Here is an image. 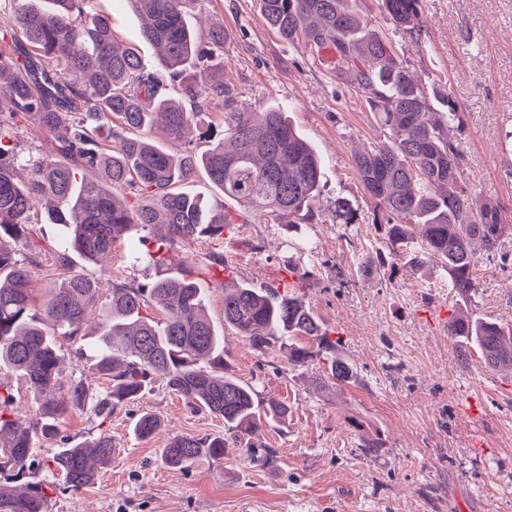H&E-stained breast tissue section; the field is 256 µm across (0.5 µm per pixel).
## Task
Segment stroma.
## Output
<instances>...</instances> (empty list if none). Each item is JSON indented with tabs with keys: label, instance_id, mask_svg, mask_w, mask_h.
Returning a JSON list of instances; mask_svg holds the SVG:
<instances>
[{
	"label": "stroma",
	"instance_id": "35a3bbf8",
	"mask_svg": "<svg viewBox=\"0 0 512 512\" xmlns=\"http://www.w3.org/2000/svg\"><path fill=\"white\" fill-rule=\"evenodd\" d=\"M358 7L431 89L435 111L457 105L463 180L476 203L496 207L512 225V0H423L416 39L396 32L375 0ZM84 9L109 16L116 39L137 47L148 70H160L128 0H87ZM199 17V38L208 25L224 27V80L238 103L254 112L283 105L318 154L322 194L313 215L298 217L295 230L256 217L225 239L182 242L169 266L134 261L132 236L116 244L106 267L78 259L75 268L97 278L106 296L113 281L150 284L191 267L210 290L208 312L219 327L225 277L282 289L293 271L306 273L293 294L335 330L357 379L318 387L322 362L292 364L284 346L258 354L225 329L231 373L260 398L287 403V418L244 441L223 420L189 412L180 397L155 387L114 410L111 464L81 491L51 494L50 512H512V373L486 369L473 350L460 357L448 336L449 318L463 310L512 326V237L499 255L480 256L477 291L465 301L449 288L444 267L414 265L420 249L372 269L388 226L378 223L353 158L385 137L364 98L332 65L271 30L256 0H193L188 18ZM4 131L22 163L45 154L47 136L36 125L19 119ZM339 197L353 203L357 223L336 219ZM146 411L162 422L150 439L131 431ZM97 424L91 409L69 411L37 457L94 437ZM220 434L229 444L224 460L173 469L160 459L169 437ZM371 434L381 446L367 456L361 443ZM250 441L275 449L276 463H253Z\"/></svg>",
	"mask_w": 512,
	"mask_h": 512
}]
</instances>
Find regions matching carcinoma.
Segmentation results:
<instances>
[{
  "label": "carcinoma",
  "mask_w": 512,
  "mask_h": 512,
  "mask_svg": "<svg viewBox=\"0 0 512 512\" xmlns=\"http://www.w3.org/2000/svg\"><path fill=\"white\" fill-rule=\"evenodd\" d=\"M14 9L0 25V366L22 378L37 399L35 418L9 412L14 398L0 381V512H48L49 491L78 492L94 483L112 461L115 446L104 429L121 403L135 401L160 382L193 412L224 420V430L252 435L285 417L288 404L262 401L255 387L227 371L224 337L207 314L206 289L186 273L150 286L112 283L99 303L95 278L72 272V254L101 264L114 245L134 229L164 230L154 248L139 252L159 265L165 249L189 239H222L255 215L269 214L298 228L295 216L322 190L320 160L311 145L272 106L251 112L238 105L215 63L224 49V27L211 26L201 44L185 20L190 0H129L142 18L143 40L164 68L145 69L140 55L112 35L105 16H87L85 0H12ZM265 22L290 44L332 55L336 73L365 93L387 143L354 156L364 190L383 223L388 242L371 265L385 266L412 231L419 230L425 256L448 270V285L467 298L476 291V247L498 251L512 235L493 206L475 205L462 179L450 131L462 116L453 101L435 112L430 94L398 57L392 42L371 28L358 0H258ZM422 0H380L395 30L420 34ZM213 105L224 110L223 130L199 117ZM17 118L39 126L50 138V156L33 164L23 182L14 173L16 147L4 144L3 122ZM135 132L112 144V123ZM161 124L165 148L153 139ZM209 140L198 151L195 143ZM202 170L229 210L178 190ZM44 203L63 238L49 248L68 275L37 302L31 268L43 251L34 241L30 212ZM343 224L358 221L352 202H334ZM161 307L162 317L149 312ZM101 331L92 364L68 384L62 340H75L91 313ZM224 326L257 353L288 338L315 341L314 350L289 346V360H325L340 383L354 378L311 309L275 288L243 283L224 286ZM448 335L481 353L491 370H512V327L458 316ZM111 379L103 395L88 378ZM92 405L98 434L58 448L52 457L33 458L34 439L49 438L69 410ZM161 421L145 413L133 431L149 438ZM226 455L221 436H174L161 449L162 461L186 468ZM54 480L39 477L40 471Z\"/></svg>",
  "instance_id": "1"
}]
</instances>
